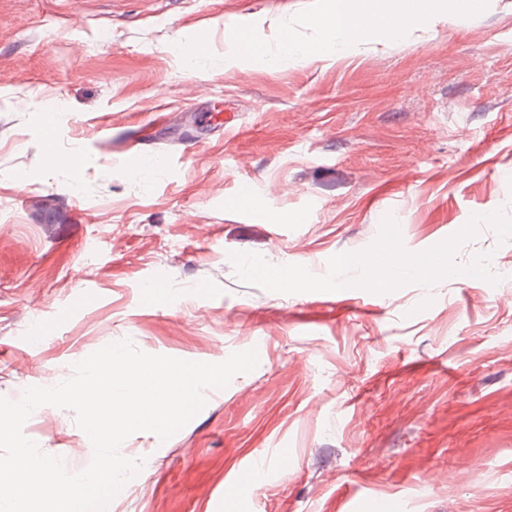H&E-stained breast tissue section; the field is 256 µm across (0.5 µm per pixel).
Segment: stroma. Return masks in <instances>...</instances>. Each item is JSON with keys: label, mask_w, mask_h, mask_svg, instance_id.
I'll list each match as a JSON object with an SVG mask.
<instances>
[{"label": "stroma", "mask_w": 512, "mask_h": 512, "mask_svg": "<svg viewBox=\"0 0 512 512\" xmlns=\"http://www.w3.org/2000/svg\"><path fill=\"white\" fill-rule=\"evenodd\" d=\"M316 6L0 0V396L125 338L259 358L169 439L121 444L144 464L107 512H354L363 493L385 512H512V240L484 225L455 254L491 253L497 284L382 294L274 293L230 260L321 275L386 216L418 253L512 209V0L338 61H235L241 25L273 51L285 19L318 46ZM178 36L212 64L187 66ZM23 431L69 471L92 461L71 411H34ZM260 462L267 476L230 496Z\"/></svg>", "instance_id": "obj_1"}]
</instances>
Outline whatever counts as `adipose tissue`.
<instances>
[{"label":"adipose tissue","mask_w":512,"mask_h":512,"mask_svg":"<svg viewBox=\"0 0 512 512\" xmlns=\"http://www.w3.org/2000/svg\"><path fill=\"white\" fill-rule=\"evenodd\" d=\"M463 9L462 0L453 5L447 0H320V7L312 18L313 24L323 32L318 48L304 46L285 35L277 56L272 57L253 40L247 28L239 27L234 31L238 46L236 58L257 69L312 58L338 60L374 31L394 35L404 26L432 22L448 16L450 11Z\"/></svg>","instance_id":"ef3b65f1"}]
</instances>
